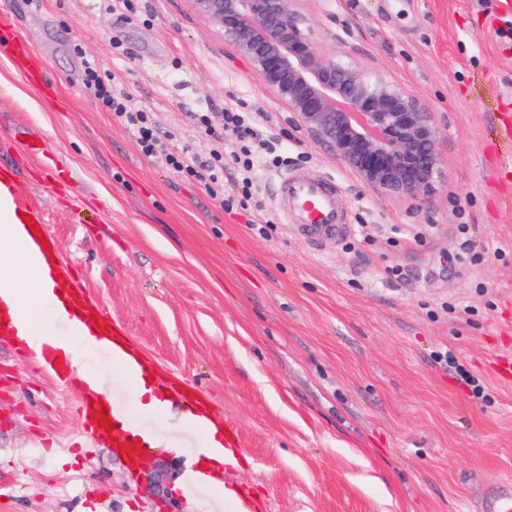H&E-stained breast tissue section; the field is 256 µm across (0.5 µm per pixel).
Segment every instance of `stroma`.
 I'll return each instance as SVG.
<instances>
[{"label": "stroma", "instance_id": "obj_1", "mask_svg": "<svg viewBox=\"0 0 512 512\" xmlns=\"http://www.w3.org/2000/svg\"><path fill=\"white\" fill-rule=\"evenodd\" d=\"M319 51L346 53L433 112L443 177L431 195L363 185L310 140L292 112L190 0H0L32 53L39 85L0 55V168L18 208L44 217L87 299L124 327L154 372L200 391L245 445L226 469L261 512H480L512 480V209L495 183L512 129V40L499 0H306ZM97 60L134 108L155 113L176 149L235 150L224 107L265 116L292 170L335 181L352 235L314 245L277 206L278 172H257L247 211L145 157L128 124L85 93ZM209 113L213 135L194 113ZM46 136L43 161L17 160L19 135ZM272 223L258 229L256 218ZM486 387L435 361L442 349ZM112 406L160 448L131 468L106 444L76 456L82 386L61 382L0 336V512H232L186 479L200 437L141 413L108 355Z\"/></svg>", "mask_w": 512, "mask_h": 512}]
</instances>
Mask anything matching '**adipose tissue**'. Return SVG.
<instances>
[{"instance_id": "adipose-tissue-1", "label": "adipose tissue", "mask_w": 512, "mask_h": 512, "mask_svg": "<svg viewBox=\"0 0 512 512\" xmlns=\"http://www.w3.org/2000/svg\"><path fill=\"white\" fill-rule=\"evenodd\" d=\"M29 279L36 284L30 294L23 289ZM42 307L49 310L54 322L66 327L65 336L36 331L33 313ZM0 314L14 320L16 341L24 343L40 365H47L51 354L65 355L75 363L80 350H108L113 364L129 383L141 411L165 415L171 412L174 406L171 398L158 391L142 371L130 369L131 358L122 344L98 336L96 330L73 315L67 296L58 288L56 276L44 263L38 249L29 243L24 216L14 202L11 189L3 182L0 183ZM180 418L203 437L202 463L194 472L195 478L221 486L225 500L236 501V490L222 487L220 480L225 469L237 467L239 462L238 454L224 446L223 429L188 410L181 411Z\"/></svg>"}]
</instances>
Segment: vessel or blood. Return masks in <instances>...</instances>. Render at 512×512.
<instances>
[{
  "instance_id": "1",
  "label": "vessel or blood",
  "mask_w": 512,
  "mask_h": 512,
  "mask_svg": "<svg viewBox=\"0 0 512 512\" xmlns=\"http://www.w3.org/2000/svg\"><path fill=\"white\" fill-rule=\"evenodd\" d=\"M278 183L283 191L280 211L297 215L304 238L313 242L338 241L350 234L352 227L347 222V212L335 182L312 171L294 170L280 175ZM49 248L57 275L69 287L68 294L72 304L85 321H92L94 309L86 300L82 289L76 287L73 268L64 259L57 243H50ZM96 407V402L83 399L81 415L84 419V436L94 439L110 437L117 446H125V434H111L102 426L96 425L93 416ZM481 508L483 512H512V481L498 482L494 492L482 500Z\"/></svg>"
}]
</instances>
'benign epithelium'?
Wrapping results in <instances>:
<instances>
[{"mask_svg":"<svg viewBox=\"0 0 512 512\" xmlns=\"http://www.w3.org/2000/svg\"><path fill=\"white\" fill-rule=\"evenodd\" d=\"M295 114L309 138L369 188L429 195L440 177L432 112L398 83L317 50L304 0H190Z\"/></svg>","mask_w":512,"mask_h":512,"instance_id":"benign-epithelium-1","label":"benign epithelium"}]
</instances>
